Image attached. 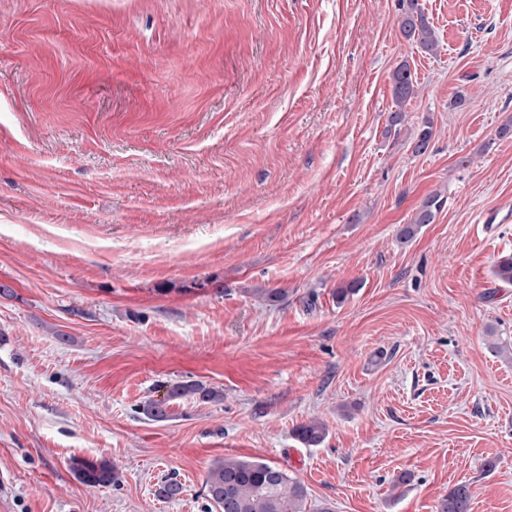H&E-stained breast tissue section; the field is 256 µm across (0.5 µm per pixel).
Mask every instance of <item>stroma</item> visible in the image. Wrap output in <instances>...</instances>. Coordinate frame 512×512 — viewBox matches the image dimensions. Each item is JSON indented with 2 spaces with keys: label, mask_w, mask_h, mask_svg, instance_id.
Returning <instances> with one entry per match:
<instances>
[{
  "label": "stroma",
  "mask_w": 512,
  "mask_h": 512,
  "mask_svg": "<svg viewBox=\"0 0 512 512\" xmlns=\"http://www.w3.org/2000/svg\"><path fill=\"white\" fill-rule=\"evenodd\" d=\"M420 2L433 56L400 0H0V512H217L228 456L311 512H436L461 483L512 512V223L477 227L512 204V0ZM186 380L223 400L143 414ZM403 12L398 21L400 33L411 44L417 45L424 53L435 55L439 40L430 25L419 0H402ZM390 80L395 108L389 115V124L392 128L405 121L407 112L405 106L413 95L417 78L415 73L411 71L410 65L403 62L393 70ZM445 204L444 198L439 193L429 195L420 208L416 211L410 224L404 226L400 233L399 238L402 242L410 241L423 224H432L436 218V214L443 208ZM295 436L306 446H316L326 437V426L319 420H310L295 429ZM72 469L78 479L90 486H105L119 482L117 467L107 460H72Z\"/></svg>",
  "instance_id": "stroma-1"
}]
</instances>
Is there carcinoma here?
Segmentation results:
<instances>
[{
    "mask_svg": "<svg viewBox=\"0 0 512 512\" xmlns=\"http://www.w3.org/2000/svg\"><path fill=\"white\" fill-rule=\"evenodd\" d=\"M403 12L398 21L400 33L424 53L438 52L439 40L430 25L419 0H402ZM392 97L394 110L390 112L389 124L396 127L406 119V104L410 101L415 73L406 62L392 72ZM444 198L440 194L429 195L416 211L410 224L404 226L399 238L410 241L417 229L431 224L443 208ZM223 397L218 390L199 381H179L168 386L163 398L150 399L142 405L143 413L153 419L167 418L169 402L191 398L201 402H212ZM295 436L306 446H316L326 437V426L318 420H310L295 429ZM72 469L78 479L90 486H105L119 482L117 467L107 460H72ZM207 497L219 512H309L308 492L304 484L288 475L283 468L263 461L240 458L216 459L210 465L205 479ZM183 493V485L171 478L160 485L157 496L172 500ZM469 487L455 486L441 499L436 512H470Z\"/></svg>",
    "mask_w": 512,
    "mask_h": 512,
    "instance_id": "cac0c4a2",
    "label": "carcinoma"
}]
</instances>
